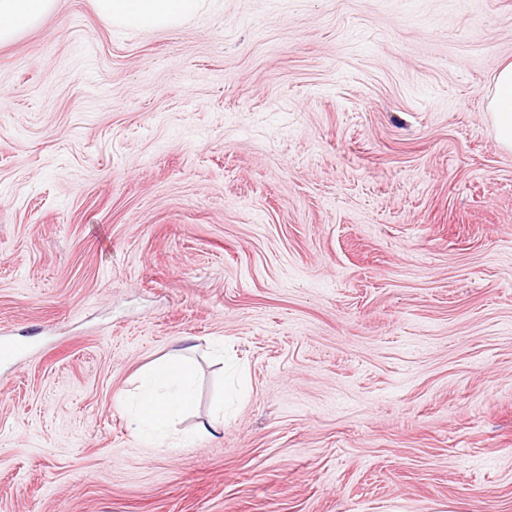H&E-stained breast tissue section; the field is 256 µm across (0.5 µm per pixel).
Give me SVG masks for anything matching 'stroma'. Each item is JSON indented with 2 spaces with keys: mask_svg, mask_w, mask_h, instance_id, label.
I'll use <instances>...</instances> for the list:
<instances>
[{
  "mask_svg": "<svg viewBox=\"0 0 512 512\" xmlns=\"http://www.w3.org/2000/svg\"><path fill=\"white\" fill-rule=\"evenodd\" d=\"M509 62L512 0H60L0 46V512H512ZM96 13L119 26L160 29L194 17L206 0H92ZM490 108L499 142L512 149V62L504 65L496 76ZM185 347L167 356L142 375L139 398L128 415L135 432L161 431L175 418L196 408L197 368Z\"/></svg>",
  "mask_w": 512,
  "mask_h": 512,
  "instance_id": "1",
  "label": "stroma"
}]
</instances>
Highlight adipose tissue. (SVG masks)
I'll use <instances>...</instances> for the list:
<instances>
[{"label":"adipose tissue","mask_w":512,"mask_h":512,"mask_svg":"<svg viewBox=\"0 0 512 512\" xmlns=\"http://www.w3.org/2000/svg\"><path fill=\"white\" fill-rule=\"evenodd\" d=\"M58 0H0V45L38 27ZM96 13L119 26L160 29L194 17L205 0H93ZM498 140L512 149V62L495 79L490 102ZM185 347L167 356L142 375L139 398L128 416L133 431H161L175 418L196 408L197 368Z\"/></svg>","instance_id":"adipose-tissue-1"}]
</instances>
